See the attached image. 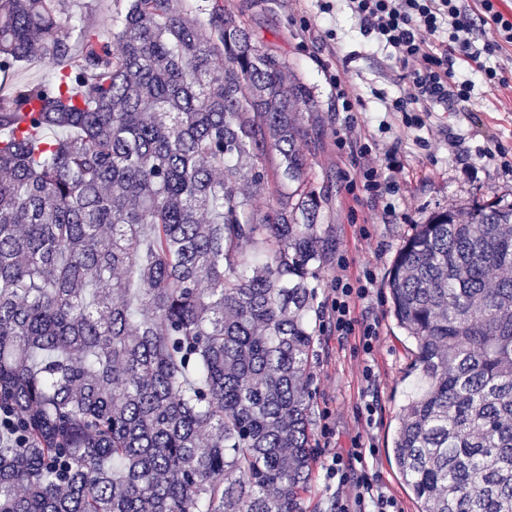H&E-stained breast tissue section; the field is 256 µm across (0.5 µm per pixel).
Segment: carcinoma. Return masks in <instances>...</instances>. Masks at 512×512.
I'll use <instances>...</instances> for the list:
<instances>
[{
    "mask_svg": "<svg viewBox=\"0 0 512 512\" xmlns=\"http://www.w3.org/2000/svg\"><path fill=\"white\" fill-rule=\"evenodd\" d=\"M127 2L105 37L71 0H0V75L53 68L0 95V512H306L310 88L223 0ZM494 269L499 197L432 213L388 273L422 382L390 448L417 512H512ZM49 71L40 62L20 63L12 72L11 81L5 85H21L25 83H37L48 77Z\"/></svg>",
    "mask_w": 512,
    "mask_h": 512,
    "instance_id": "cac0c4a2",
    "label": "carcinoma"
}]
</instances>
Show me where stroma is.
Returning <instances> with one entry per match:
<instances>
[{
  "mask_svg": "<svg viewBox=\"0 0 512 512\" xmlns=\"http://www.w3.org/2000/svg\"><path fill=\"white\" fill-rule=\"evenodd\" d=\"M224 6L244 15L254 40L313 87L318 101V140L303 147L327 197L320 224L331 251L314 281L317 305L325 304L339 263H346L350 279L367 272L374 276L371 299L357 307L358 313L378 324L371 353H364L357 337L337 338L328 321L320 323L307 371L314 464L306 512H330L335 487L327 481L325 468L333 455L358 439L376 449L369 471L385 494L395 498L403 512H417L388 456L391 434L412 388L415 346L394 319L385 283L403 242L433 211L456 210L496 196L512 200V171L485 160L462 165L448 148L452 136L473 150L496 142L512 148V91H485L478 73L462 71V78L476 84L469 108L452 112L435 107L423 129L409 130L400 114L386 109L401 90L399 65L364 33L343 0H336L329 15L320 13L315 0H224ZM331 28L337 33L333 41L326 35ZM338 71L346 90L361 101L356 112L358 131L392 151L399 161L392 176L394 214H385L380 203L350 186L356 165L337 145L345 127L331 82ZM367 365L376 376L371 386L362 376ZM372 390L377 393V407L369 416L364 401Z\"/></svg>",
  "mask_w": 512,
  "mask_h": 512,
  "instance_id": "35a3bbf8",
  "label": "stroma"
}]
</instances>
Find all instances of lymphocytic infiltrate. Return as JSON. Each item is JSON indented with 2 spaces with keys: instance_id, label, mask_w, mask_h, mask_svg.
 <instances>
[{
  "instance_id": "lymphocytic-infiltrate-1",
  "label": "lymphocytic infiltrate",
  "mask_w": 512,
  "mask_h": 512,
  "mask_svg": "<svg viewBox=\"0 0 512 512\" xmlns=\"http://www.w3.org/2000/svg\"><path fill=\"white\" fill-rule=\"evenodd\" d=\"M499 0H346L351 14L383 49L389 50L403 71L404 87L388 106L402 115L405 127L420 128L422 113L435 105L467 107L475 96L472 81L456 76L457 68L469 66L481 75L491 90L512 89V13H504ZM495 30L494 39H479L485 26ZM340 147L348 148L359 160L363 190L378 199L390 193L375 148L362 142L354 126L340 136ZM365 284L336 277L328 317L337 336L358 337L364 350H372L378 335L377 323L360 318L356 306L365 300ZM339 487L351 488L352 499L337 498L333 512H401L397 501L386 496L369 472L366 450L348 449L334 456L327 469Z\"/></svg>"
}]
</instances>
